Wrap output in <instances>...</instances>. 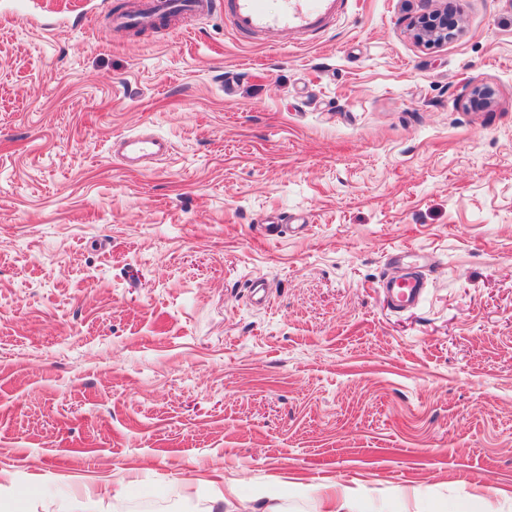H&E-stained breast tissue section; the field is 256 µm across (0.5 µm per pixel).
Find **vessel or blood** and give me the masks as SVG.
Wrapping results in <instances>:
<instances>
[{
  "label": "vessel or blood",
  "instance_id": "b4317fda",
  "mask_svg": "<svg viewBox=\"0 0 512 512\" xmlns=\"http://www.w3.org/2000/svg\"><path fill=\"white\" fill-rule=\"evenodd\" d=\"M348 0H278L269 7L266 0H155L162 13L182 17H206L223 12L232 30L256 38L308 40L323 33L344 13ZM170 152L167 139L150 133L115 138L113 156L126 160H158ZM380 288L390 296L394 306L419 303L425 292L424 281L411 273L399 279H381Z\"/></svg>",
  "mask_w": 512,
  "mask_h": 512
}]
</instances>
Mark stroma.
I'll return each instance as SVG.
<instances>
[{"label": "stroma", "mask_w": 512, "mask_h": 512, "mask_svg": "<svg viewBox=\"0 0 512 512\" xmlns=\"http://www.w3.org/2000/svg\"><path fill=\"white\" fill-rule=\"evenodd\" d=\"M137 2L0 0V506L512 512V0H349L300 45L113 31ZM144 131L166 159L111 157ZM414 27L417 29V38L428 42H443L451 37L457 24L451 18L448 19V7L436 10L417 20ZM379 286L390 296L395 307L415 305L425 292L423 279L415 273L399 279L384 277Z\"/></svg>", "instance_id": "1"}]
</instances>
